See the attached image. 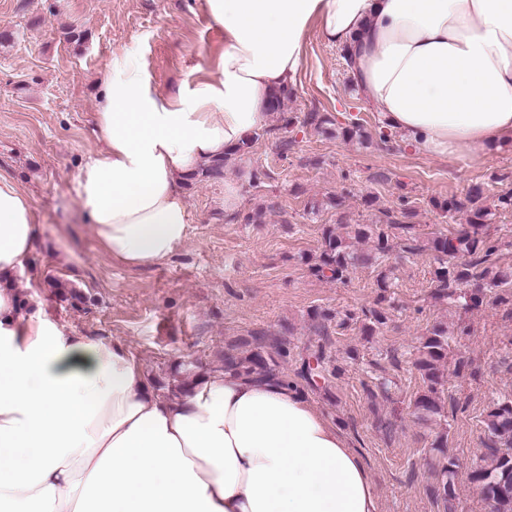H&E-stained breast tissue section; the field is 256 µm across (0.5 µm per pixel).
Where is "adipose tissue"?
Returning a JSON list of instances; mask_svg holds the SVG:
<instances>
[{
    "instance_id": "ef3b65f1",
    "label": "adipose tissue",
    "mask_w": 512,
    "mask_h": 512,
    "mask_svg": "<svg viewBox=\"0 0 512 512\" xmlns=\"http://www.w3.org/2000/svg\"><path fill=\"white\" fill-rule=\"evenodd\" d=\"M224 32L209 77L155 93L127 58L103 78L100 150L77 196L105 252L170 260L190 233L183 184L268 126L310 28L352 60L385 129L458 159L512 144V0H203ZM39 220L0 177V512H380L345 435L288 377L196 376L162 396L129 347L66 329L12 274Z\"/></svg>"
}]
</instances>
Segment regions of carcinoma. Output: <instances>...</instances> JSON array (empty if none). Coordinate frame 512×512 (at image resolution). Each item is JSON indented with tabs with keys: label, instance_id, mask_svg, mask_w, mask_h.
I'll return each mask as SVG.
<instances>
[{
	"label": "carcinoma",
	"instance_id": "obj_1",
	"mask_svg": "<svg viewBox=\"0 0 512 512\" xmlns=\"http://www.w3.org/2000/svg\"><path fill=\"white\" fill-rule=\"evenodd\" d=\"M305 124L318 132L329 133L335 118L319 112H311ZM267 134V130L254 132L242 140L224 159L202 168L198 175L218 179L226 165L235 156L250 153L254 145ZM444 213L465 211L469 214L468 227L447 235L440 234L429 242L436 267L433 272L435 298L448 303V307L469 311L482 304L484 292L495 293L501 303L512 302V268L488 266L490 257L501 244L490 237V221L494 217L491 207L485 205L481 186L471 187L462 200L450 199L436 203ZM405 220H386L384 224H356L354 229L342 235L336 228L323 229L321 246L313 258L306 259L311 272L321 278L339 283L348 281L353 270L372 267L377 271L375 308L369 322L363 324L365 335L371 336L387 320L391 307L389 288L393 287L390 271L385 261L390 251L400 247L409 253L420 252V245L413 233L414 225L407 222L412 212L404 211ZM362 242L371 243L368 249L358 247ZM454 339V331L448 322L439 321L421 338L415 367L420 372L426 390L415 401V407L424 421L442 416V406L436 399L437 387L442 385L448 364V351ZM288 356L285 342L278 341L268 347L255 341L253 347L243 351L235 343L224 350V370L247 378L260 377L268 380L279 378L278 359ZM339 370L326 372L323 351L318 350L303 361L302 376L312 386L326 384L329 376ZM487 457L485 464L477 466L471 475L472 483L490 512H512V402L493 404L486 413ZM432 448L437 451L436 474L429 493L445 502L456 498L453 476L456 459L448 452V433L443 429L436 435Z\"/></svg>",
	"mask_w": 512,
	"mask_h": 512
}]
</instances>
